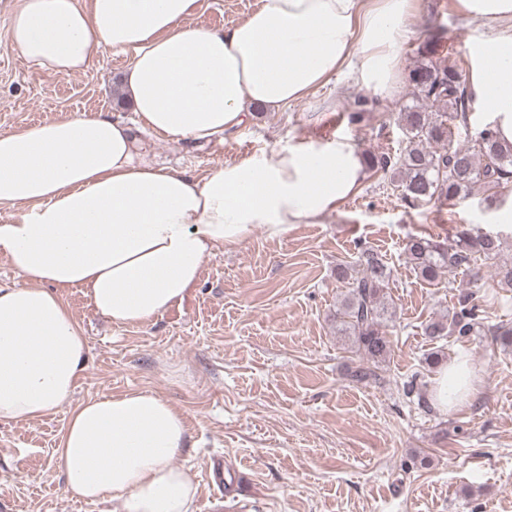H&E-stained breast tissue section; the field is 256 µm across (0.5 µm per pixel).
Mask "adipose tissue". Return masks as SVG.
<instances>
[{"label": "adipose tissue", "mask_w": 512, "mask_h": 512, "mask_svg": "<svg viewBox=\"0 0 512 512\" xmlns=\"http://www.w3.org/2000/svg\"><path fill=\"white\" fill-rule=\"evenodd\" d=\"M416 0H259L243 21L190 25L203 0H21L9 45L37 71L71 75L106 49L132 51L122 84L136 121L177 142L223 139L250 108L278 109L331 77L390 102ZM500 27L469 83L498 140L512 144V0H458ZM366 177L356 143L305 140L202 178L154 165L120 116L95 112L0 133V422L73 410L56 450L64 490L118 512H191L192 474L172 460L185 415L145 391L73 404L88 340L60 296L82 289L116 324L181 302L203 265L256 226L274 236L340 210Z\"/></svg>", "instance_id": "obj_1"}]
</instances>
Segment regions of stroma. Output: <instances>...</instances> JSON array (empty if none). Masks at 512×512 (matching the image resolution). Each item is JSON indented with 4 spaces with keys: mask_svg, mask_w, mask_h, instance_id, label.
Masks as SVG:
<instances>
[{
    "mask_svg": "<svg viewBox=\"0 0 512 512\" xmlns=\"http://www.w3.org/2000/svg\"><path fill=\"white\" fill-rule=\"evenodd\" d=\"M259 0H204L191 25L221 28L242 21ZM20 0H0V132L98 111L129 113L122 104L127 54L105 50L74 75L33 70L9 45ZM445 30L448 63L470 71L468 41L494 38L496 26L464 19L457 0H419L400 54L406 69L420 60L431 26ZM366 100L365 121L349 120V102ZM411 100L402 86L392 104L331 80L279 110H255L224 141L190 144L140 134L147 158L201 177L212 169L300 140L352 139L362 153L406 145L396 118ZM340 117L338 126L329 120ZM512 183L486 201L482 188L455 204L408 205L390 179L368 174L339 212L319 224H295L268 236L263 227L203 266L187 297L142 325H115L98 316L80 289L61 297L89 344L74 400L130 390L153 393L187 418L189 448L173 464L195 476L193 512L214 496L205 479L213 456L236 474L223 512H512V347L480 334L465 342L425 336L447 317L460 294L492 291L480 303L486 325L512 323V288L497 285L498 265L512 262ZM502 235L498 258L470 284L456 272L428 283L405 253L410 236L436 240L463 232ZM380 252L391 269L392 347L379 382L351 383L360 355L336 331L333 313L346 292L337 266L359 248ZM471 357L474 398L448 413L419 406L402 384L418 377L433 386L424 357ZM70 407L41 419L0 423V512H113L64 491L55 450Z\"/></svg>",
    "mask_w": 512,
    "mask_h": 512,
    "instance_id": "1",
    "label": "stroma"
}]
</instances>
